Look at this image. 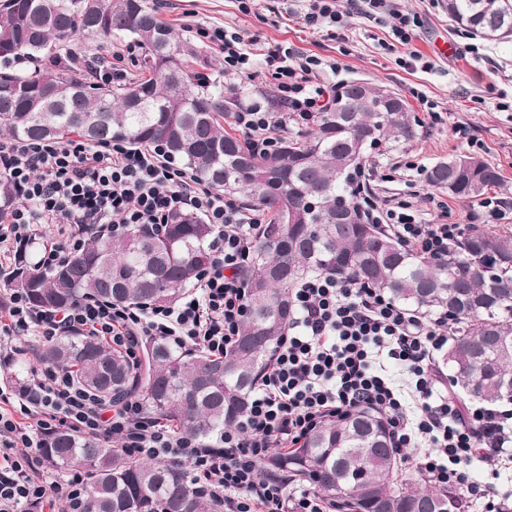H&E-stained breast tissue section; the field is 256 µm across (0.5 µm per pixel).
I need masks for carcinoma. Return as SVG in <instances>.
I'll return each mask as SVG.
<instances>
[{"mask_svg": "<svg viewBox=\"0 0 512 512\" xmlns=\"http://www.w3.org/2000/svg\"><path fill=\"white\" fill-rule=\"evenodd\" d=\"M448 16L464 31L499 43L512 40V0H448ZM77 35H129L145 52V73L123 84H95L72 63L54 62ZM43 62L32 74L0 75V132L29 140L89 143L125 140L152 147L190 168L217 190L243 193L269 216L242 273L248 305L239 336L224 355L174 349L160 340L141 343L133 362L95 337L66 334L40 353L107 400L137 397L144 413L172 430L207 441L234 424L270 368L288 329L279 305L310 272L351 273L412 312L448 311L456 324L446 363L452 394L488 404L512 402V231L471 226L438 259L405 248L374 224H341L336 200L346 196L354 140L360 152L381 142L416 138L403 101L381 112L346 90V111L332 104L312 119L302 138L281 139L265 155L224 128V93L199 82L192 65L208 66L149 0H4L0 4V62ZM436 165L431 185L467 200L500 184L499 171L479 161ZM212 225L179 211L159 231L130 226L120 236L95 235L61 267L22 270L7 287L25 292L38 308L104 299L130 305L171 303L196 282L210 260ZM42 456L54 471L90 475L85 512H216L198 493L179 461L127 458L99 439L56 431ZM263 475L307 483L336 512H460V496L402 473L387 424L360 409L331 417L296 448H280L262 463Z\"/></svg>", "mask_w": 512, "mask_h": 512, "instance_id": "carcinoma-1", "label": "carcinoma"}]
</instances>
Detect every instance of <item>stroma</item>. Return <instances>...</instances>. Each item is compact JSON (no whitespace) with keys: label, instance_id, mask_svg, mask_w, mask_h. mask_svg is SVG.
Masks as SVG:
<instances>
[{"label":"stroma","instance_id":"obj_1","mask_svg":"<svg viewBox=\"0 0 512 512\" xmlns=\"http://www.w3.org/2000/svg\"><path fill=\"white\" fill-rule=\"evenodd\" d=\"M158 2L163 17L216 65H223L224 54L199 36L200 28L231 26L249 40L255 55V75L242 83V99L261 95L270 105H277L274 82L263 62L267 49L277 44H287L325 60H338L341 70L334 77L336 83L364 80L399 93L411 118L419 122L418 135L408 143L382 144L368 150L365 161L377 165L380 176L369 181L367 188L383 203L410 201L428 224H484L477 200L459 201L444 189L437 192L444 208H433L423 196L416 171L405 167L410 157L430 169L448 158L469 155L499 170L502 184L496 193L512 205V44L481 38L470 41L464 31L454 27L444 7L432 6L428 0H407L409 8L421 14L423 20L411 48L432 63L430 70L411 73L397 64L395 55L382 49V41L388 38L386 30L358 16L352 18L348 40L342 44L335 37L312 33L291 0H257L246 14L239 10L237 0ZM442 40L454 43L456 53L439 55L435 44ZM68 49L85 57L107 59L119 50L124 55L121 67L128 75L140 74L144 69L141 49L127 39L103 42L77 37ZM414 87L447 110V123H430L410 93ZM454 121L471 126L478 146L469 147L452 135L450 124ZM39 351L38 342L31 337L0 341V389L6 388L5 378L18 363L36 365Z\"/></svg>","mask_w":512,"mask_h":512}]
</instances>
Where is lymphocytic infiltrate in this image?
<instances>
[{"label":"lymphocytic infiltrate","instance_id":"obj_1","mask_svg":"<svg viewBox=\"0 0 512 512\" xmlns=\"http://www.w3.org/2000/svg\"><path fill=\"white\" fill-rule=\"evenodd\" d=\"M304 21L337 37L352 16L389 30L384 50L408 47L400 67L417 69L424 57L410 44L421 21L403 0H305ZM204 37L224 53V70L253 78L243 36L226 27ZM275 81L278 107L254 97L231 117L258 153L274 149L279 134L307 125L324 111L336 88L323 78L321 58L275 45L265 56ZM375 168L359 170L356 205L366 219L393 232L409 250L435 259L464 230L460 224H425L410 202L384 208L363 190ZM0 178L16 189L19 203L0 211V281L9 279L22 254L41 249L36 269L67 260L92 235L123 234L132 224H164L173 211L192 208L215 227L210 262L195 286L173 305L132 307L79 302L61 309H36L25 295H0V326L10 336H31L49 345L67 332L95 336L136 356L143 338L221 355L233 345L246 312L245 269L261 223L223 191L205 185L158 148L123 141L32 142L0 139ZM56 242L44 243L45 225ZM288 332L272 366L253 393L245 415L214 435L209 444L176 433L147 417L139 399L111 406L79 386L67 371L32 368L19 397L0 392V512H82L89 488L85 472L73 470L54 481L43 475L45 437L69 429L111 439L113 447L140 460H181L191 465L194 484L224 512H331L308 490L286 494L285 484L261 476L260 466L275 448L299 444L326 417L367 407L386 420L397 450L417 449L414 465L432 485L460 490L465 512H512V500L474 476L480 456L512 463V410L465 405L450 397L437 355L453 324L447 314L418 315L349 274L316 273L290 291ZM399 366L395 381L387 362Z\"/></svg>","mask_w":512,"mask_h":512}]
</instances>
